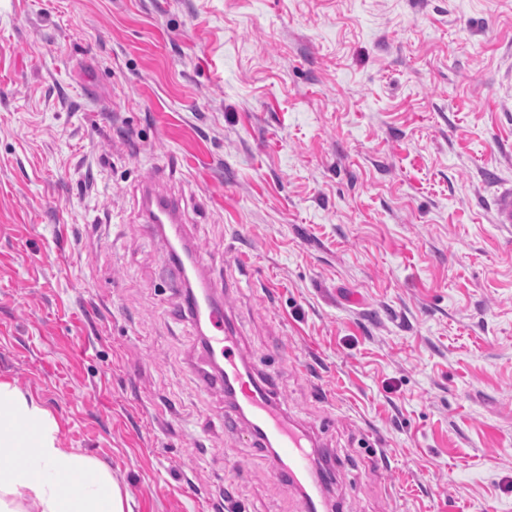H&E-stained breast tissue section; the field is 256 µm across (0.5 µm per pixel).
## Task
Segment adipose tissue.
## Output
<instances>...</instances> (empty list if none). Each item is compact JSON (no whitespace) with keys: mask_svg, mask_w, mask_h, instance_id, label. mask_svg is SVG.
<instances>
[{"mask_svg":"<svg viewBox=\"0 0 512 512\" xmlns=\"http://www.w3.org/2000/svg\"><path fill=\"white\" fill-rule=\"evenodd\" d=\"M119 483L30 394L0 380V512H127Z\"/></svg>","mask_w":512,"mask_h":512,"instance_id":"ef3b65f1","label":"adipose tissue"}]
</instances>
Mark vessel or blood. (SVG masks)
<instances>
[{"mask_svg":"<svg viewBox=\"0 0 512 512\" xmlns=\"http://www.w3.org/2000/svg\"><path fill=\"white\" fill-rule=\"evenodd\" d=\"M145 209L149 223L172 224L176 217L173 202L146 197ZM185 311L191 318H204L214 331L207 344L210 360L223 361L224 370L215 381L222 389L235 392L237 407L251 417L252 437L261 446H274L281 465L275 476L296 484H305L304 503L307 512H318L323 494L321 485L311 483L321 460L314 448L310 433L301 426L289 423L278 405L275 392L277 380L269 372L246 368L239 356V338L224 318V307L217 301L188 298Z\"/></svg>","mask_w":512,"mask_h":512,"instance_id":"1","label":"vessel or blood"}]
</instances>
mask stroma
<instances>
[{"instance_id":"stroma-1","label":"stroma","mask_w":512,"mask_h":512,"mask_svg":"<svg viewBox=\"0 0 512 512\" xmlns=\"http://www.w3.org/2000/svg\"><path fill=\"white\" fill-rule=\"evenodd\" d=\"M512 0H0V377L134 512H304L197 374L178 200L327 512H512ZM145 209L148 222L151 224H177L178 222L173 212L174 203L171 201H159L147 195L145 197Z\"/></svg>"}]
</instances>
